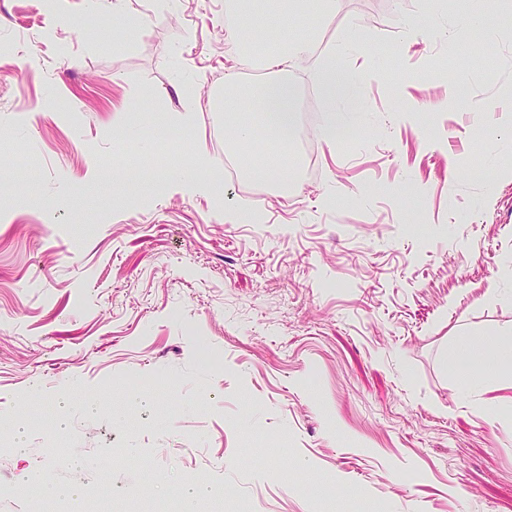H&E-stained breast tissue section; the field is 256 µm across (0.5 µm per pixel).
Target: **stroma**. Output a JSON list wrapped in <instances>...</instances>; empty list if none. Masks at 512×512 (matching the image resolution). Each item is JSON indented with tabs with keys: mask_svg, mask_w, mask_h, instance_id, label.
Instances as JSON below:
<instances>
[{
	"mask_svg": "<svg viewBox=\"0 0 512 512\" xmlns=\"http://www.w3.org/2000/svg\"><path fill=\"white\" fill-rule=\"evenodd\" d=\"M66 9L55 28L41 0H0V178L31 184L0 192V512L48 503L43 477L112 512L189 486L197 512H512V369L469 391L448 363L460 337L512 332V111L492 109L512 96V0H342L330 17L308 0L288 33L321 37L297 88L314 94L352 27L374 67L352 76L350 136H315L319 177L285 200L251 176L256 222L228 218L240 184L132 199L113 177L223 155L227 0H128L149 22L119 46L107 0ZM434 11L490 37L470 53L425 27ZM189 100L160 160L112 123L174 122Z\"/></svg>",
	"mask_w": 512,
	"mask_h": 512,
	"instance_id": "obj_1",
	"label": "stroma"
}]
</instances>
